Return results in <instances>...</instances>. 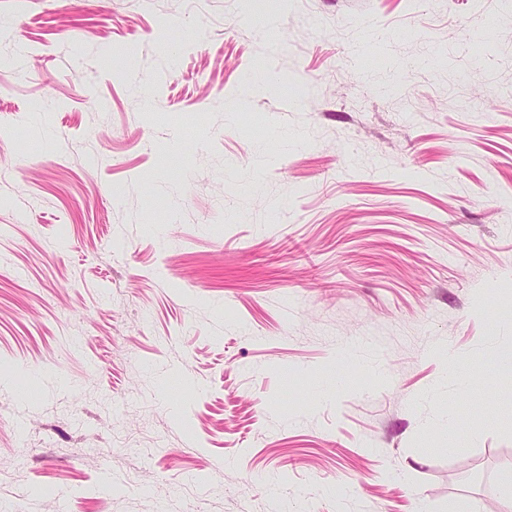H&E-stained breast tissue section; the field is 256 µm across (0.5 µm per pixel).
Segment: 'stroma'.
<instances>
[{"mask_svg": "<svg viewBox=\"0 0 512 512\" xmlns=\"http://www.w3.org/2000/svg\"><path fill=\"white\" fill-rule=\"evenodd\" d=\"M268 11L0 0V512H512V0Z\"/></svg>", "mask_w": 512, "mask_h": 512, "instance_id": "stroma-1", "label": "stroma"}]
</instances>
